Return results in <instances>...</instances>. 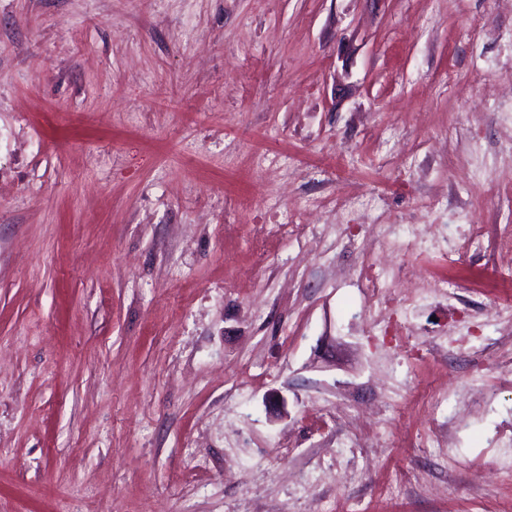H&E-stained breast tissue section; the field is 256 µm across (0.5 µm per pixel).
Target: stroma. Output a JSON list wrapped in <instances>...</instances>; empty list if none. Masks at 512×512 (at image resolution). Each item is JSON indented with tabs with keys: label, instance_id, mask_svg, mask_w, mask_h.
<instances>
[{
	"label": "stroma",
	"instance_id": "stroma-1",
	"mask_svg": "<svg viewBox=\"0 0 512 512\" xmlns=\"http://www.w3.org/2000/svg\"><path fill=\"white\" fill-rule=\"evenodd\" d=\"M511 236L512 0H0V512H512Z\"/></svg>",
	"mask_w": 512,
	"mask_h": 512
}]
</instances>
